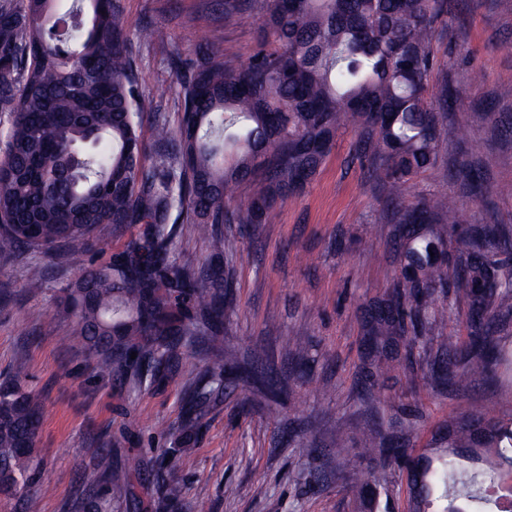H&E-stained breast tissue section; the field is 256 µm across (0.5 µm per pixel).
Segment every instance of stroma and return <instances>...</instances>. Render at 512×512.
<instances>
[{
	"mask_svg": "<svg viewBox=\"0 0 512 512\" xmlns=\"http://www.w3.org/2000/svg\"><path fill=\"white\" fill-rule=\"evenodd\" d=\"M132 40L148 113L179 119L167 65L173 51L193 57L196 43L214 46L227 67L245 64L259 40L256 15L225 18L212 0H120ZM149 26L165 28L166 42L150 41ZM429 96L452 90L456 101L439 109L444 136L437 164L410 183L412 198L433 192L453 198L460 229L472 224L512 228V0H448L438 20ZM356 131L340 133L305 192L288 199L273 223L224 227V266L235 310L218 341L181 346L179 363L161 372L124 365L112 377L95 375L73 317L63 312L65 288L82 267L122 258L143 225H123L78 253L0 255V381L14 367L29 373L25 388L44 411L36 453L41 466L19 493H0V512H84L98 481L96 458L111 451L112 466L129 478L119 512H157L168 484L181 488L173 512H354V494L336 478V451L347 448L363 473L377 471L362 456L364 433L382 419L394 442L419 451L436 448L449 420L480 408L512 418V314L491 328L503 351L497 380L474 378L439 387L431 366L445 336L467 339L468 301L454 287L435 289L433 324L413 352L396 347L397 364L372 374V348L362 320L392 288L403 265L398 226L370 161L354 156ZM43 266L36 292L27 280ZM303 337V356L282 342ZM224 356L250 379L225 369L204 389L182 373L198 372ZM182 448L176 471L159 454Z\"/></svg>",
	"mask_w": 512,
	"mask_h": 512,
	"instance_id": "obj_1",
	"label": "stroma"
}]
</instances>
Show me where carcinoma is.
<instances>
[{"label":"carcinoma","instance_id":"cac0c4a2","mask_svg":"<svg viewBox=\"0 0 512 512\" xmlns=\"http://www.w3.org/2000/svg\"><path fill=\"white\" fill-rule=\"evenodd\" d=\"M57 12L55 0H0V254L73 251L117 224H144L124 258L89 266L63 303L89 342L91 367L111 376L132 353L158 369L174 357L173 337L218 335L224 312V264L195 266L176 258V225L191 224L219 251L224 225L267 224L277 204L314 178L343 127L360 131L359 155L376 161L396 211L404 268L389 297L363 320L380 375L393 367L387 348L419 345L424 323L437 321L430 290L443 287L444 238L434 224L458 223L445 194L406 199L409 182L438 159L441 129L426 99L432 43L446 0H220L224 15L255 12L258 48L237 69L205 48L195 58L168 59L180 117L172 127L153 117L147 150L145 119L129 35L119 0H76ZM255 177L259 187L234 202L233 189ZM512 231L477 224L461 241L455 286L470 297L473 333L448 336L438 384L497 375L501 351L489 325L512 312V263L499 259ZM192 307L200 321L178 311ZM18 368L0 383V488L20 492L37 473L35 424L42 412L23 389ZM488 457L466 469L445 450L430 453L409 494V512L438 503L439 512H481L485 489L512 476V428L480 410ZM364 455L379 460L367 478L355 467L340 479L356 490L355 512H377L376 487L412 461L407 448L386 446L374 431ZM105 481L87 512H112L127 487L112 455L97 458Z\"/></svg>","mask_w":512,"mask_h":512}]
</instances>
